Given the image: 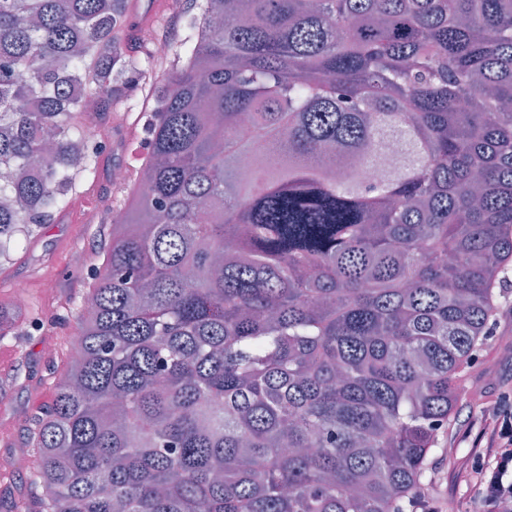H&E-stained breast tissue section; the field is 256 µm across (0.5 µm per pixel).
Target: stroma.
Segmentation results:
<instances>
[{
	"label": "stroma",
	"instance_id": "35a3bbf8",
	"mask_svg": "<svg viewBox=\"0 0 512 512\" xmlns=\"http://www.w3.org/2000/svg\"><path fill=\"white\" fill-rule=\"evenodd\" d=\"M127 4L121 38L127 54L139 63L146 52L138 36L141 26H151L163 40L177 43L186 37L185 20L196 10L195 0H127ZM170 69L168 59H155L150 75L134 72L131 88L111 105H104L99 96L89 97L84 119L103 131L95 178L78 180L67 208L30 235L17 236L15 247L0 257V311L24 330L23 336L0 340V512H19L30 498L29 475L36 461L16 458L12 449L25 442L32 418L52 400L66 346L80 332L79 300L92 272L73 266L71 256L81 251L92 265L101 264L110 245L112 218L123 210L134 188L130 179L112 182V166L120 161L136 168L148 153V103L156 83ZM20 280L28 286L23 306L14 300V285ZM495 306L489 334L463 373L457 412L446 430L459 455L468 450L461 440L463 432L486 412L499 387L512 386V286L497 295ZM48 340L55 344L50 356L42 351Z\"/></svg>",
	"mask_w": 512,
	"mask_h": 512
}]
</instances>
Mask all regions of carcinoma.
<instances>
[{
  "instance_id": "carcinoma-1",
  "label": "carcinoma",
  "mask_w": 512,
  "mask_h": 512,
  "mask_svg": "<svg viewBox=\"0 0 512 512\" xmlns=\"http://www.w3.org/2000/svg\"><path fill=\"white\" fill-rule=\"evenodd\" d=\"M125 19L0 0V255L94 174L81 116L127 88ZM188 25L25 441L27 512H416L512 261V0H202ZM391 132L407 162L368 185Z\"/></svg>"
}]
</instances>
